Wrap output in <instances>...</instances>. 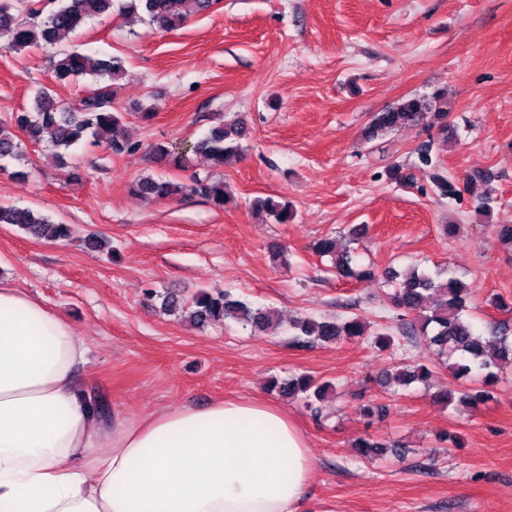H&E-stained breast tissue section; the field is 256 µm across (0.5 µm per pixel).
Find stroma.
Instances as JSON below:
<instances>
[{"mask_svg": "<svg viewBox=\"0 0 512 512\" xmlns=\"http://www.w3.org/2000/svg\"><path fill=\"white\" fill-rule=\"evenodd\" d=\"M4 43L0 125L29 107L36 84L66 105L85 93L86 81L53 82L56 47L17 53ZM65 46L124 60L113 109L142 148L113 156L84 143L63 167L51 148L24 146L26 176L0 170V204L49 214L73 233L47 241L0 225V284L69 319L89 349L79 378L108 403L111 422L261 400L307 440L308 512H512V365L503 364L493 400L458 411L432 399L461 385L434 348L408 347L432 376L393 394L377 382L389 358L370 336L302 347L289 326L341 316L386 331L395 311L384 273L416 260L452 267L472 290L480 328L512 326V310L492 302L512 301V243L495 230L512 224V0H222L167 32L144 18H97ZM440 88L451 143L422 125L364 142L375 112ZM141 107L152 119L138 117ZM219 117L247 126L241 158L222 171L231 189L223 208L131 193L143 177L185 179L155 162L151 145H190ZM425 148L452 179L490 172L493 214L477 213L471 196H440L419 163ZM393 165L414 186L389 180ZM257 197L288 202L294 220H265L251 208ZM446 224L458 232L444 234ZM354 225L368 228L353 245L360 280L313 250ZM90 235L110 249L86 244ZM273 242L287 247L286 262L273 260ZM149 288L185 300L228 289L283 322L255 333L231 321L193 327L162 313ZM300 373L332 383L326 417L270 390L272 378ZM368 403L386 415L366 417ZM360 437L398 454L361 458Z\"/></svg>", "mask_w": 512, "mask_h": 512, "instance_id": "stroma-1", "label": "stroma"}]
</instances>
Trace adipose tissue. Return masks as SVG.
<instances>
[{"label": "adipose tissue", "instance_id": "1", "mask_svg": "<svg viewBox=\"0 0 512 512\" xmlns=\"http://www.w3.org/2000/svg\"><path fill=\"white\" fill-rule=\"evenodd\" d=\"M69 320L0 286V512H306L305 438L220 399L116 424L90 411Z\"/></svg>", "mask_w": 512, "mask_h": 512}]
</instances>
